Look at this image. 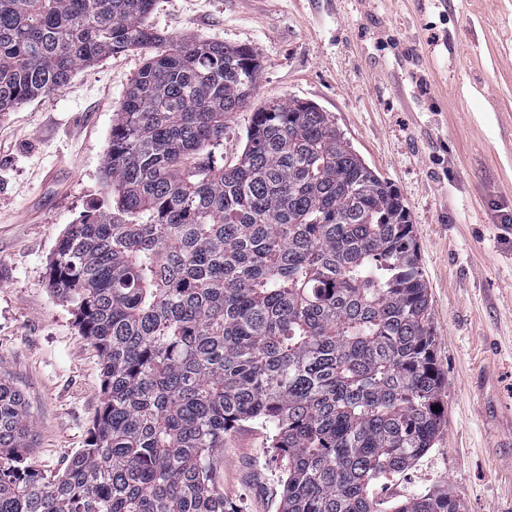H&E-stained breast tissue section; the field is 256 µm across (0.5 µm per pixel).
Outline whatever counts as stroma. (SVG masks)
<instances>
[{
  "label": "stroma",
  "mask_w": 512,
  "mask_h": 512,
  "mask_svg": "<svg viewBox=\"0 0 512 512\" xmlns=\"http://www.w3.org/2000/svg\"><path fill=\"white\" fill-rule=\"evenodd\" d=\"M150 21L253 48L254 105L316 104L409 207L448 418L373 484L382 512L447 486L462 512H512V0H156ZM142 64L106 57L0 116V376L24 396L29 458L50 479L87 444L102 370L47 269L67 226L112 200L103 162ZM265 439L255 422L224 438L218 480L237 512L279 510Z\"/></svg>",
  "instance_id": "1"
}]
</instances>
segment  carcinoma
I'll list each match as a JSON object with an SVG mask.
<instances>
[{
  "label": "carcinoma",
  "mask_w": 512,
  "mask_h": 512,
  "mask_svg": "<svg viewBox=\"0 0 512 512\" xmlns=\"http://www.w3.org/2000/svg\"><path fill=\"white\" fill-rule=\"evenodd\" d=\"M154 5L0 0V113L147 51L112 126V205L68 225L49 267L101 360L87 448L46 479L28 462L23 396L0 377V512H236L216 455L249 421L284 466L280 512H380L369 486L445 425L408 206L298 99L256 108L224 163L258 55L165 37ZM392 512L461 501L448 487ZM252 107L236 112L224 129V163H233L240 154L251 122Z\"/></svg>",
  "instance_id": "obj_1"
}]
</instances>
